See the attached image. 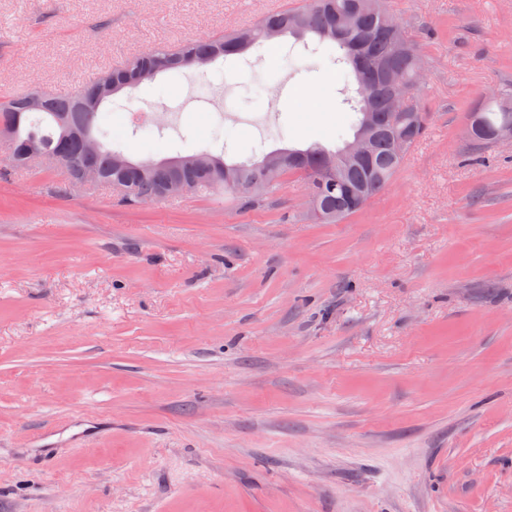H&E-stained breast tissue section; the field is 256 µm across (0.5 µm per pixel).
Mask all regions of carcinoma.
<instances>
[{
	"instance_id": "1",
	"label": "carcinoma",
	"mask_w": 512,
	"mask_h": 512,
	"mask_svg": "<svg viewBox=\"0 0 512 512\" xmlns=\"http://www.w3.org/2000/svg\"><path fill=\"white\" fill-rule=\"evenodd\" d=\"M394 24L401 26L403 21L386 0H373L368 7L364 0H308L303 6L268 14L251 26L228 28L218 38L145 49L73 91L48 96L39 110L24 106L35 93L33 89L0 101V129L13 132L19 149L28 145L65 149L70 168L59 170L56 191L60 195L70 193L75 170L91 166L104 182L128 188L116 198L124 208L162 199L165 187L176 181L194 184L198 197L219 195L239 207H253L276 195L286 179L295 176L304 183L306 196L317 197L328 211L326 223L339 224L356 214L345 207L346 190L369 202L395 179L429 129V113L422 100L424 55L408 31L400 37L392 32ZM286 35L297 39L311 35L320 45H336L335 62L350 68L357 85L356 96L346 98L357 114L353 136H358L367 121L376 128L367 160L346 162V172L337 180L324 177L329 162L342 158L351 144L346 140L334 149L314 143L243 162L229 163L224 154L212 153L204 167L195 165L188 155H177L168 163L152 159L115 163L121 150L112 145V132L101 112L103 104H91L104 77H112L122 91L134 89L159 74L173 76L197 66L201 58L231 57ZM468 118L472 149L479 152L491 147L488 133L512 128V85L482 97L470 108Z\"/></svg>"
}]
</instances>
